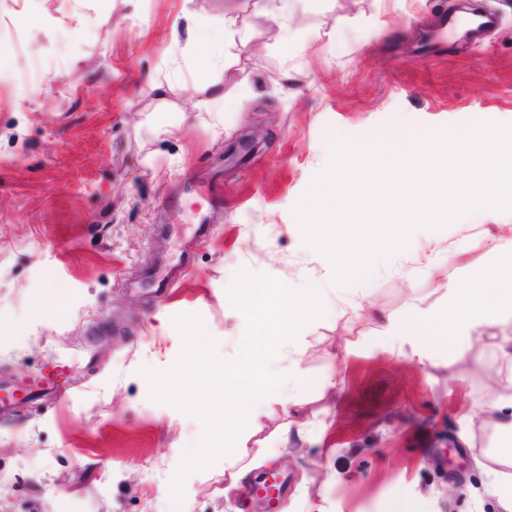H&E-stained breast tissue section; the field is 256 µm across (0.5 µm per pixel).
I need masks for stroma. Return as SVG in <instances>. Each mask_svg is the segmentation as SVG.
<instances>
[{
  "mask_svg": "<svg viewBox=\"0 0 512 512\" xmlns=\"http://www.w3.org/2000/svg\"><path fill=\"white\" fill-rule=\"evenodd\" d=\"M482 4L498 24L481 46L453 33L419 62L448 0H275L270 14L254 0H0V380L17 395L0 413V512H262L251 483L225 488L220 460L173 498L204 424L152 399L145 376L178 360L181 315L238 356L247 322L225 311L243 270L332 298L299 346L309 386L236 440L267 450L255 474L287 476L279 512H502L479 411L512 377L489 342L512 319L464 358L411 356L384 325L492 266L512 213L416 228L356 295L335 289L296 213L334 140L512 125V0ZM251 132L260 150L225 168V144ZM192 182L223 186L210 224ZM172 269L174 288L151 287ZM56 357L67 377L31 393ZM331 369L337 386L320 389Z\"/></svg>",
  "mask_w": 512,
  "mask_h": 512,
  "instance_id": "35a3bbf8",
  "label": "stroma"
}]
</instances>
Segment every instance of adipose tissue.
<instances>
[{
	"label": "adipose tissue",
	"mask_w": 512,
	"mask_h": 512,
	"mask_svg": "<svg viewBox=\"0 0 512 512\" xmlns=\"http://www.w3.org/2000/svg\"><path fill=\"white\" fill-rule=\"evenodd\" d=\"M507 316L512 317V243L500 247L496 267L475 274L464 285H449L447 304L429 315L428 328L418 327L410 318L389 322L386 330L413 337L411 353L419 356L425 344L436 339V327L446 328L449 341L462 357L480 340L483 327ZM482 415L496 431L495 460L501 465L492 489L504 512H512V393L501 395Z\"/></svg>",
	"instance_id": "adipose-tissue-1"
}]
</instances>
